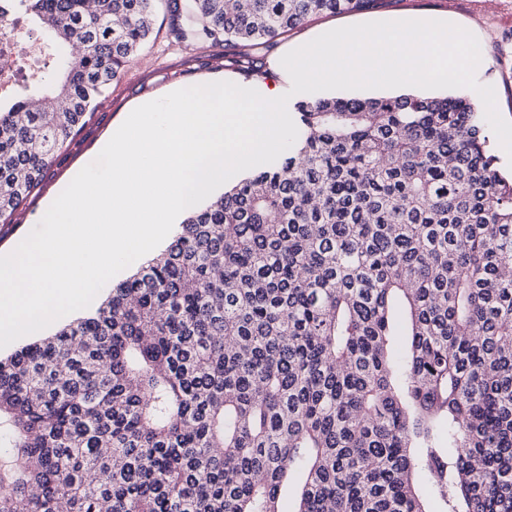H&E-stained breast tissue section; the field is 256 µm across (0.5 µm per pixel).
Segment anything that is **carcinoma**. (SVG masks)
Here are the masks:
<instances>
[{
    "label": "carcinoma",
    "mask_w": 512,
    "mask_h": 512,
    "mask_svg": "<svg viewBox=\"0 0 512 512\" xmlns=\"http://www.w3.org/2000/svg\"><path fill=\"white\" fill-rule=\"evenodd\" d=\"M17 2L61 79L0 103L1 224L159 0ZM374 2L167 7L188 46H259ZM483 112L463 93L293 103L287 157L192 210L90 314L0 358V512H282L291 480V512H512V177Z\"/></svg>",
    "instance_id": "obj_1"
}]
</instances>
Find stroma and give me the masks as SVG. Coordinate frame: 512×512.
<instances>
[{"label":"stroma","mask_w":512,"mask_h":512,"mask_svg":"<svg viewBox=\"0 0 512 512\" xmlns=\"http://www.w3.org/2000/svg\"><path fill=\"white\" fill-rule=\"evenodd\" d=\"M403 18H445L472 32L481 52L476 77L494 87L499 113L512 121V0H378L373 9L363 12L313 17L267 46L241 43L229 48L175 42L167 7L159 0L152 37L98 97L91 120L52 162L39 194L15 213L11 223H0V255L11 253L34 229L50 202L97 157L137 106L214 81L247 87L272 80L283 85L287 79L280 71V59L288 50L338 27Z\"/></svg>","instance_id":"1"}]
</instances>
